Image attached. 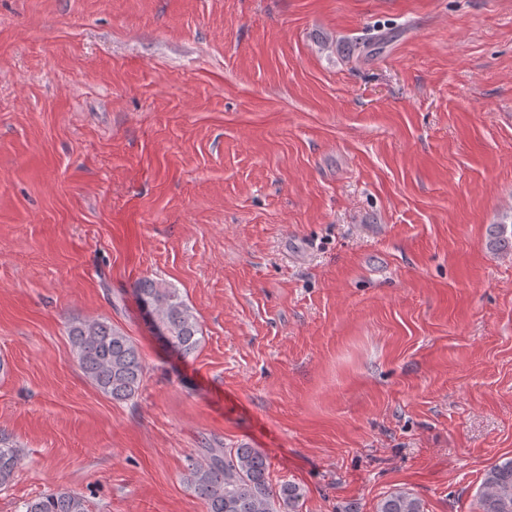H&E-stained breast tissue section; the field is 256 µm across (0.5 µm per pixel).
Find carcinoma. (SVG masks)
<instances>
[{
  "instance_id": "cac0c4a2",
  "label": "carcinoma",
  "mask_w": 512,
  "mask_h": 512,
  "mask_svg": "<svg viewBox=\"0 0 512 512\" xmlns=\"http://www.w3.org/2000/svg\"><path fill=\"white\" fill-rule=\"evenodd\" d=\"M490 244L512 248V229L496 225ZM141 308L168 346L183 357L202 341L198 321L178 289L151 278L135 286ZM69 336L84 376L114 401H131L143 385L139 350L123 330L103 320H76ZM205 461L188 459L186 481L207 512H298L306 491L288 481L273 487L269 463L256 448H207ZM23 459L22 449L0 436V486L8 483ZM479 512H512V458L491 466L477 493ZM23 512H87L82 495L58 491L23 504ZM376 512H423L421 500L397 490L381 499Z\"/></svg>"
}]
</instances>
